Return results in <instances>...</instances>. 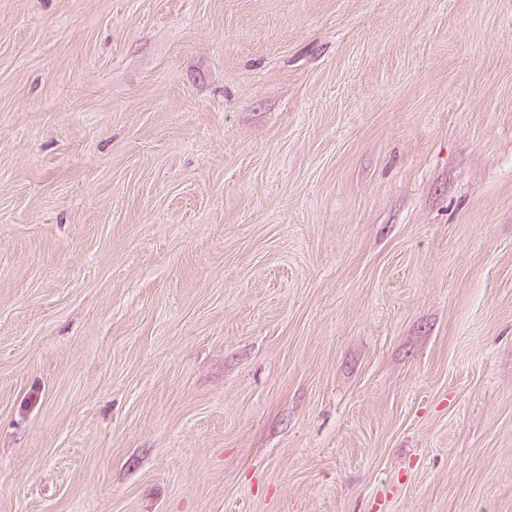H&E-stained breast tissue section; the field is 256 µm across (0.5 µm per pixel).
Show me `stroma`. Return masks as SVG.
Listing matches in <instances>:
<instances>
[{"label": "stroma", "instance_id": "stroma-1", "mask_svg": "<svg viewBox=\"0 0 512 512\" xmlns=\"http://www.w3.org/2000/svg\"><path fill=\"white\" fill-rule=\"evenodd\" d=\"M0 512H512V0H0Z\"/></svg>", "mask_w": 512, "mask_h": 512}]
</instances>
